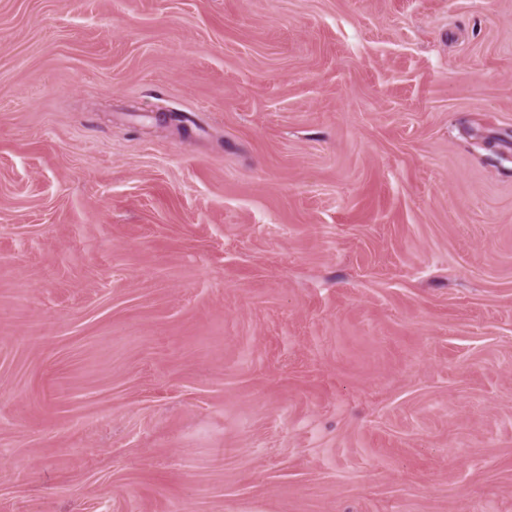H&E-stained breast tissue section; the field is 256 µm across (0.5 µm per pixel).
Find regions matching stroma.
Listing matches in <instances>:
<instances>
[{"label":"stroma","mask_w":512,"mask_h":512,"mask_svg":"<svg viewBox=\"0 0 512 512\" xmlns=\"http://www.w3.org/2000/svg\"><path fill=\"white\" fill-rule=\"evenodd\" d=\"M0 512H512V0H0Z\"/></svg>","instance_id":"stroma-1"}]
</instances>
